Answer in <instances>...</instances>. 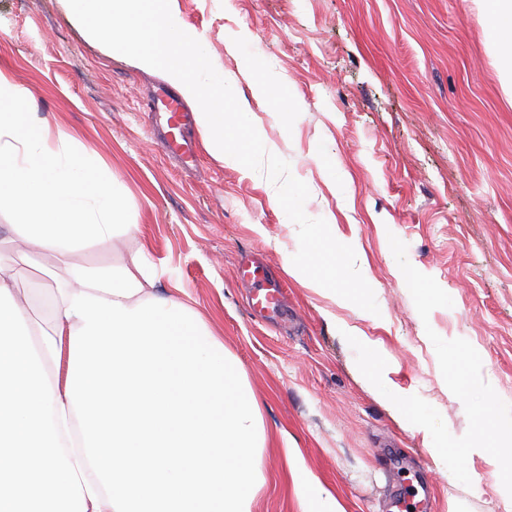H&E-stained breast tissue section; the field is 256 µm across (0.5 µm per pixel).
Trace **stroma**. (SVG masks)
I'll return each instance as SVG.
<instances>
[{"instance_id": "obj_1", "label": "stroma", "mask_w": 512, "mask_h": 512, "mask_svg": "<svg viewBox=\"0 0 512 512\" xmlns=\"http://www.w3.org/2000/svg\"><path fill=\"white\" fill-rule=\"evenodd\" d=\"M210 59L238 84L266 149L306 183L309 217L330 210L354 248L379 314L335 303L288 276L297 227L282 221L264 173L202 153L180 168L144 109L160 74L112 55L67 17L61 0H0V71L24 87L35 125L61 128L114 177L140 234L89 246L77 262L129 258L141 243L167 274L158 294L200 311L237 357L268 442L255 512H299L294 473L314 477L345 512H399L397 499L448 512H512L488 453L470 454L471 486L438 470L423 432L399 418L361 374L335 328L381 341L386 385L432 405L453 436L468 429L427 336L469 341L482 376L512 404V100L505 96L471 0H177ZM249 39H239L241 30ZM254 67L243 71L244 58ZM268 101L252 95L265 72ZM302 108L287 115L284 107ZM453 305L421 319L388 237ZM261 255L284 285V312L254 315L237 278ZM298 450L289 470L283 443Z\"/></svg>"}]
</instances>
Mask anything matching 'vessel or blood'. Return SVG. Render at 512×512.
<instances>
[{
	"mask_svg": "<svg viewBox=\"0 0 512 512\" xmlns=\"http://www.w3.org/2000/svg\"><path fill=\"white\" fill-rule=\"evenodd\" d=\"M148 111L164 113L167 130L160 140V147L166 154L178 158L183 167L196 165L197 158L188 141L193 117L181 97L174 91L163 92L149 100ZM238 279L252 287V308L258 313L277 312L283 302L284 290L280 285L268 283L258 261H244L238 268Z\"/></svg>",
	"mask_w": 512,
	"mask_h": 512,
	"instance_id": "vessel-or-blood-1",
	"label": "vessel or blood"
}]
</instances>
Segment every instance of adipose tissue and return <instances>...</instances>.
<instances>
[{"mask_svg": "<svg viewBox=\"0 0 512 512\" xmlns=\"http://www.w3.org/2000/svg\"><path fill=\"white\" fill-rule=\"evenodd\" d=\"M512 93V0H473ZM0 72V211L40 276L0 263V512H254L267 435L239 361L157 266L72 263L134 232L111 174L72 135L22 133ZM57 258L41 265V253Z\"/></svg>", "mask_w": 512, "mask_h": 512, "instance_id": "1", "label": "adipose tissue"}]
</instances>
